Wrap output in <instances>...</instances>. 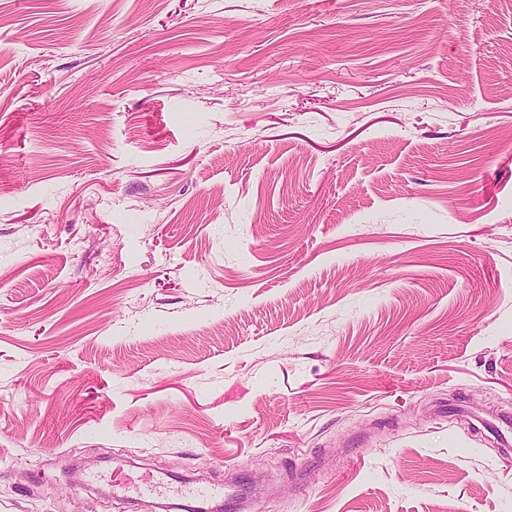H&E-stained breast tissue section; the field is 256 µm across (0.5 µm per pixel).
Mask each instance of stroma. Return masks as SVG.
<instances>
[{
    "label": "stroma",
    "mask_w": 512,
    "mask_h": 512,
    "mask_svg": "<svg viewBox=\"0 0 512 512\" xmlns=\"http://www.w3.org/2000/svg\"><path fill=\"white\" fill-rule=\"evenodd\" d=\"M504 412L512 0H0V512H512Z\"/></svg>",
    "instance_id": "obj_1"
}]
</instances>
